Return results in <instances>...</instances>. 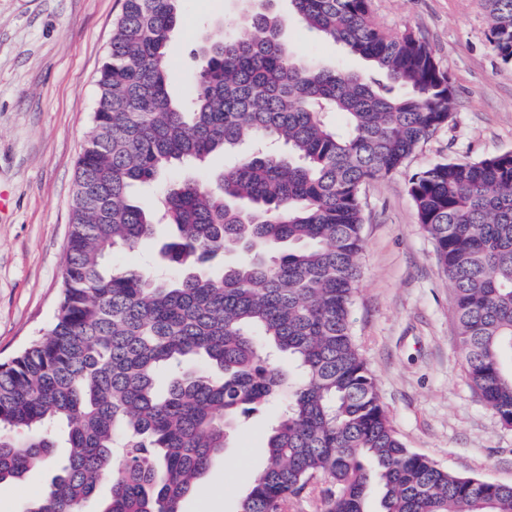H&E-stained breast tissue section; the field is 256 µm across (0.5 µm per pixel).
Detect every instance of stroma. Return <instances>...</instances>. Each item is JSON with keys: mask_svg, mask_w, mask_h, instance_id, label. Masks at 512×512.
<instances>
[{"mask_svg": "<svg viewBox=\"0 0 512 512\" xmlns=\"http://www.w3.org/2000/svg\"><path fill=\"white\" fill-rule=\"evenodd\" d=\"M123 0H0V362L50 329L57 305L78 156ZM298 59L349 73L367 64L309 32L289 0H275ZM372 21L432 48L455 107L401 171L362 189L364 248L351 311L359 352L404 444L462 475L512 484V428L470 386L456 337L454 295L407 191L433 163L512 151V66L489 44L483 0H372ZM243 21L239 0H182L169 42L168 91L183 100L192 52ZM278 410L253 412L183 501V512H236L266 457ZM66 446L21 479L0 482V512L45 494Z\"/></svg>", "mask_w": 512, "mask_h": 512, "instance_id": "obj_1", "label": "stroma"}]
</instances>
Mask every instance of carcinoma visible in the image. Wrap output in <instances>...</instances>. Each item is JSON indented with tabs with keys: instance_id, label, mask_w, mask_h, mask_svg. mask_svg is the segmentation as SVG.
<instances>
[{
	"instance_id": "1",
	"label": "carcinoma",
	"mask_w": 512,
	"mask_h": 512,
	"mask_svg": "<svg viewBox=\"0 0 512 512\" xmlns=\"http://www.w3.org/2000/svg\"><path fill=\"white\" fill-rule=\"evenodd\" d=\"M179 2L124 0L114 26L51 329L0 364V482L47 461L63 426L68 457L23 512H81L106 475L102 512H181L240 417L275 402L265 467L238 512H288L319 478L320 512H368L373 486L381 512H512V485L404 445L350 326L362 188L448 123V72L414 34L377 27L371 0H289L309 31L372 71L300 61L269 7L200 48L177 102L168 43ZM484 2L491 48L512 64V0ZM247 141L213 187L172 179L155 203L129 198L175 164ZM408 193L453 287L471 386L512 427V153L437 162L409 177ZM164 228L170 274L108 263Z\"/></svg>"
}]
</instances>
